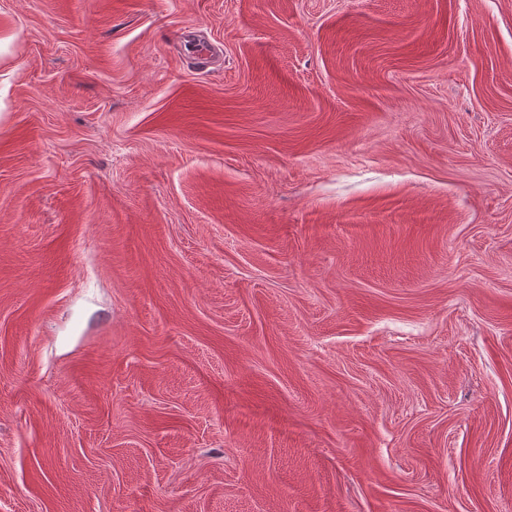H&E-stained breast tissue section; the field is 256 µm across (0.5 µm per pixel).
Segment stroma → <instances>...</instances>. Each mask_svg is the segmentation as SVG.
<instances>
[{"label": "stroma", "instance_id": "1", "mask_svg": "<svg viewBox=\"0 0 512 512\" xmlns=\"http://www.w3.org/2000/svg\"><path fill=\"white\" fill-rule=\"evenodd\" d=\"M0 512H512V0H0Z\"/></svg>", "mask_w": 512, "mask_h": 512}]
</instances>
